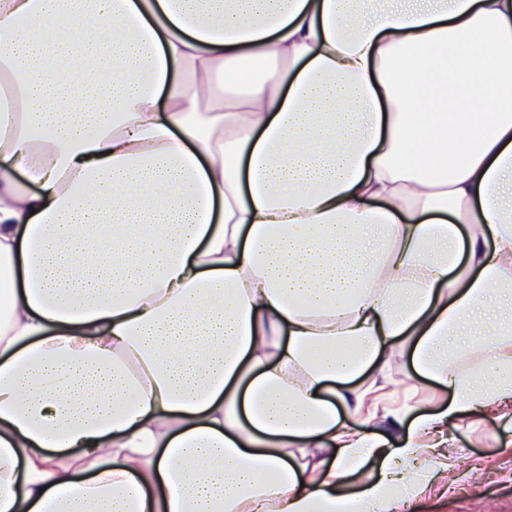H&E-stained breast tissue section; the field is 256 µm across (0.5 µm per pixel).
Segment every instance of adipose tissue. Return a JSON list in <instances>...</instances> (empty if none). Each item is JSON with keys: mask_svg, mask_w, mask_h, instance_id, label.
<instances>
[{"mask_svg": "<svg viewBox=\"0 0 512 512\" xmlns=\"http://www.w3.org/2000/svg\"><path fill=\"white\" fill-rule=\"evenodd\" d=\"M486 416L512 0H0V512H400ZM391 403H401L406 395L412 397L411 404L417 410L413 415L431 408H444L448 405L450 394L441 389L436 383L419 376L411 365H408L394 375L393 383L387 388Z\"/></svg>", "mask_w": 512, "mask_h": 512, "instance_id": "1", "label": "adipose tissue"}]
</instances>
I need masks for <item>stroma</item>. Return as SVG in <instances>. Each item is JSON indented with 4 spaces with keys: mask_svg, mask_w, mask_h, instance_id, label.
Instances as JSON below:
<instances>
[{
    "mask_svg": "<svg viewBox=\"0 0 512 512\" xmlns=\"http://www.w3.org/2000/svg\"><path fill=\"white\" fill-rule=\"evenodd\" d=\"M392 402L411 400L418 411L446 407L447 390L412 367L398 371L388 388ZM456 463L445 477L429 482L412 503L413 512H512V430L485 419L449 426Z\"/></svg>",
    "mask_w": 512,
    "mask_h": 512,
    "instance_id": "stroma-1",
    "label": "stroma"
}]
</instances>
